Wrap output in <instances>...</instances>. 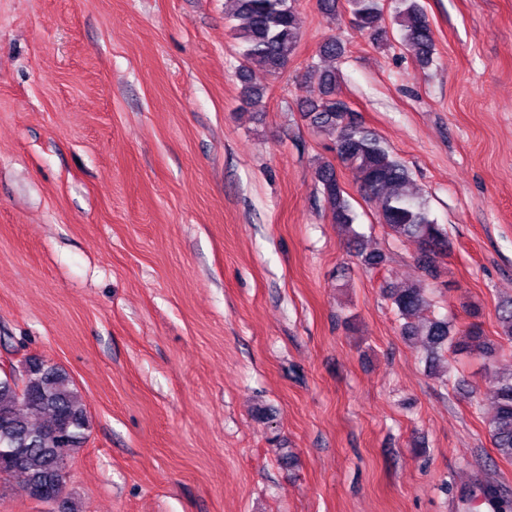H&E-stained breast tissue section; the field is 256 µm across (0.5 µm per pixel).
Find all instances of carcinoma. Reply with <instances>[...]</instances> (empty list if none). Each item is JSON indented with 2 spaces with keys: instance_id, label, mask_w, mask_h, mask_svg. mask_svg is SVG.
<instances>
[{
  "instance_id": "obj_1",
  "label": "carcinoma",
  "mask_w": 512,
  "mask_h": 512,
  "mask_svg": "<svg viewBox=\"0 0 512 512\" xmlns=\"http://www.w3.org/2000/svg\"><path fill=\"white\" fill-rule=\"evenodd\" d=\"M352 26L374 41L386 30L380 20L381 0H347ZM225 16L237 20L234 27L241 40L243 101L258 105L265 88L253 82L251 66L267 75L278 76L288 68L300 41L297 0H225ZM395 21L401 38L420 66L433 61L434 36L427 15L417 0H400ZM318 79L321 96L306 100L309 125L333 137L337 158L348 168L362 195L376 201L379 222L396 237L415 245L417 262L425 275L437 277V259L448 251V234L430 219L425 203L405 191L410 183L408 169L364 126L358 113L336 93V72H311ZM321 194L333 223L357 242L355 214L348 192L336 176L333 164L320 161L315 170ZM367 270L386 262L379 252L357 251ZM399 319L401 335L412 340L425 338L430 362L441 361L457 352L491 359L498 346L486 336L481 324L472 322L458 328L446 316H431L426 322L414 318L430 306L425 289L417 284L386 290ZM499 337L512 343V299L497 308ZM495 411L488 421L493 447L506 460H512V369L498 372L493 386ZM47 416L45 423L33 424L26 412ZM89 422L69 375L56 365L28 359L21 374L11 369L0 376V478L21 482L28 493H43L39 501L60 502L66 512H76L74 503L63 495L70 460L87 440ZM460 501L466 512H512V491L495 480H479L463 489Z\"/></svg>"
}]
</instances>
